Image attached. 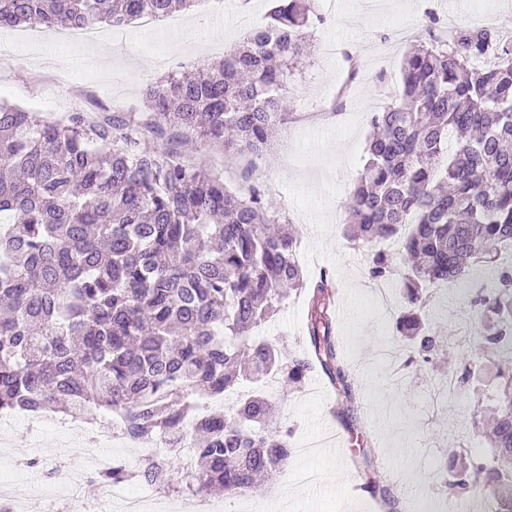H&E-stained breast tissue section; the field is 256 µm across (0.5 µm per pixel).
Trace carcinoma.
<instances>
[{
  "mask_svg": "<svg viewBox=\"0 0 512 512\" xmlns=\"http://www.w3.org/2000/svg\"><path fill=\"white\" fill-rule=\"evenodd\" d=\"M194 0H0V29L81 30L160 17ZM324 23L311 0H269L267 24L196 77L151 84L138 116L79 109L49 121L0 103V413L120 416V431L153 438L141 468L114 463L92 481L153 480L185 495L247 496L257 478L288 467L291 433L269 418L272 377L299 387L328 378L337 412L351 410L353 377L328 317L331 283L308 280L288 222L253 173L230 192L184 151L149 141L263 152L281 124L288 80ZM401 91L370 115L362 173L345 204L344 235L368 248V279L403 281L396 335L420 362L438 338L426 329L429 285L491 270L497 291L474 301L480 347L493 358L497 404L489 442L512 461V38L494 27L429 34L401 63ZM400 243L394 256L381 248ZM306 291L308 349L284 355L253 335L287 291ZM230 411L200 401L242 383ZM183 477L169 483L171 460ZM476 486L512 512V482L496 464L455 470L448 489Z\"/></svg>",
  "mask_w": 512,
  "mask_h": 512,
  "instance_id": "carcinoma-1",
  "label": "carcinoma"
}]
</instances>
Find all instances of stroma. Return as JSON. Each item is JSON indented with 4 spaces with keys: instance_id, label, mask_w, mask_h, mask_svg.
Listing matches in <instances>:
<instances>
[{
    "instance_id": "1",
    "label": "stroma",
    "mask_w": 512,
    "mask_h": 512,
    "mask_svg": "<svg viewBox=\"0 0 512 512\" xmlns=\"http://www.w3.org/2000/svg\"><path fill=\"white\" fill-rule=\"evenodd\" d=\"M323 25L308 36L307 57L288 84L286 109L298 121L280 128L264 157L227 161L222 150L198 149L200 159L236 190L241 170L252 165L268 201L296 231L299 263L310 276L327 273L333 283L329 308L339 347L355 379L354 423L336 417V395L326 377L311 372L301 387H274L269 398L282 428L293 440L341 434L342 454L316 450L292 457L281 476L259 494L215 495L224 512H387L369 488L388 486L397 504L417 512L420 500L450 498L449 457L461 453L471 465L487 464L493 450L473 422L493 408L495 368L478 342L480 322L471 321L472 302L490 294L477 270L464 285L448 284L445 306L433 309L430 328L442 346L436 366L413 363V347L395 340L397 314L406 305L403 287L388 281L385 302H377L365 274L364 254L343 235V204L364 165L371 133L369 117L396 87L399 62L427 38L430 15L446 18L442 0H315ZM267 0H195L190 11L171 15L175 31L140 20L113 29L112 41L85 47L33 45L0 64V101L59 119L74 108L87 112H140L148 85L171 73L206 69L237 49L256 22L265 21ZM512 29V0H465L457 26L475 22ZM305 294L283 301L267 322L269 335L286 351L307 346ZM471 369L470 380L447 398L431 401L430 389L443 372ZM97 445L54 427L34 434L16 421L8 448L0 449V469L37 459L41 471L80 467L93 456L135 466L129 449L111 443L112 422L98 425ZM314 486L297 483L302 472Z\"/></svg>"
}]
</instances>
